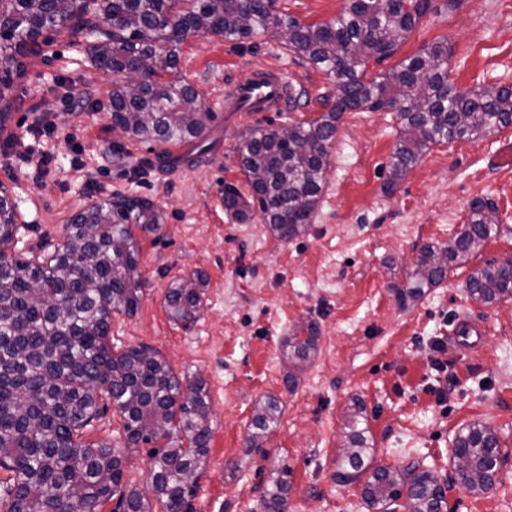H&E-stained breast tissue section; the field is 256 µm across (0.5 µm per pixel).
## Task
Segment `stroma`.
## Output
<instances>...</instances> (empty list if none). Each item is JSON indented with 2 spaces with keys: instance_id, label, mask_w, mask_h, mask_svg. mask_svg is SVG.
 Listing matches in <instances>:
<instances>
[{
  "instance_id": "1",
  "label": "stroma",
  "mask_w": 512,
  "mask_h": 512,
  "mask_svg": "<svg viewBox=\"0 0 512 512\" xmlns=\"http://www.w3.org/2000/svg\"><path fill=\"white\" fill-rule=\"evenodd\" d=\"M348 0H274V17L331 22ZM448 44V78L468 91L512 85V0H461L427 12L398 51L369 61L367 75L390 73L429 43ZM86 44L53 37L30 59L0 130V183L26 224L18 252L52 249L79 210L114 194L151 200L165 220L159 238L141 243L145 281L134 316L113 314L121 348L146 345L181 379L202 378L210 396L211 438L192 512H266L269 475L288 470V512H369L362 483L337 481L349 407H364L377 464L436 472L448 512H512V301L488 305L466 290L473 270L512 258V126L469 140L441 141L401 179L390 162L400 134L392 112H348L338 123L315 216L282 240L259 212L239 220L224 205V186L247 193L238 147L255 126L320 116L336 95L332 78L262 33L228 42L197 36L180 51L179 77L200 91L217 120L197 164L155 163V145L113 133L107 104L112 77L92 67ZM262 68L284 72L294 88L286 111L259 122L224 110V92ZM56 130L30 131L34 114ZM23 147H15L14 138ZM46 154L47 171L24 153ZM491 199L497 230L418 300L400 304L426 246L444 245L465 224L474 199ZM204 273L194 321H171L169 284ZM468 316L484 326L480 348L462 350L451 332ZM315 326L318 347L295 386L285 382L283 342ZM445 363L447 371L436 370ZM280 405L262 447L246 438L255 406ZM479 422L497 433L503 454L494 487L472 493L456 483L452 440Z\"/></svg>"
}]
</instances>
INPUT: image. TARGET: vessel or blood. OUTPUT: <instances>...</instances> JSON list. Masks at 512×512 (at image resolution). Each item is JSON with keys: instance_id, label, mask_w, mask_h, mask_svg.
Listing matches in <instances>:
<instances>
[{"instance_id": "obj_1", "label": "vessel or blood", "mask_w": 512, "mask_h": 512, "mask_svg": "<svg viewBox=\"0 0 512 512\" xmlns=\"http://www.w3.org/2000/svg\"><path fill=\"white\" fill-rule=\"evenodd\" d=\"M288 101L287 82L279 71L268 69L237 83L227 95L224 109L256 116L284 111Z\"/></svg>"}]
</instances>
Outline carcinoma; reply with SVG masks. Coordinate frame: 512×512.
<instances>
[{"mask_svg": "<svg viewBox=\"0 0 512 512\" xmlns=\"http://www.w3.org/2000/svg\"><path fill=\"white\" fill-rule=\"evenodd\" d=\"M434 0H349L336 21L271 24L272 0H0V118L12 108L15 80L28 55L62 31L90 41L92 64L121 76L112 82L109 117L129 138L152 144L204 140L216 120L189 83L162 73L176 69L181 45L213 35L243 41L279 34L288 25V47L334 79L336 97L311 121L283 129L269 124L239 146V159L264 223L283 240L301 233L318 206L330 148L342 115L350 111L398 114L401 124L390 162L398 180L440 141L470 139L512 126V86L486 85L468 92L448 81V43L436 41L404 58L388 75L364 80L368 61L393 55ZM224 206L250 216V202L233 190ZM16 204L0 184V507L4 512H96L116 501L113 512H189L209 451L210 402L201 379H179L148 346L124 350L109 338L112 312L128 316L140 306L144 281L140 241L162 229V212L137 196L95 202L65 225L64 244L37 262L8 251L18 237ZM496 224V206L477 198L467 223L439 246L416 257L410 283L394 293L405 304L439 284L458 258L479 249ZM207 279L198 273L168 288L170 320L191 322L200 310ZM467 291L492 305L512 300V258L471 274ZM318 346L317 330L290 336L283 361L286 384L297 380ZM123 420L126 447L161 443L152 454L146 494L124 481L128 457L86 433L108 406ZM278 401L257 404L247 447L259 448L277 427ZM336 478L363 485L368 505L388 512L406 493L407 512H447L439 477L415 467L374 465L363 407L347 415ZM457 482L470 492L493 488L501 446L493 429L470 424L456 438ZM288 468L266 489V512H286Z\"/></svg>", "mask_w": 512, "mask_h": 512, "instance_id": "cac0c4a2", "label": "carcinoma"}]
</instances>
